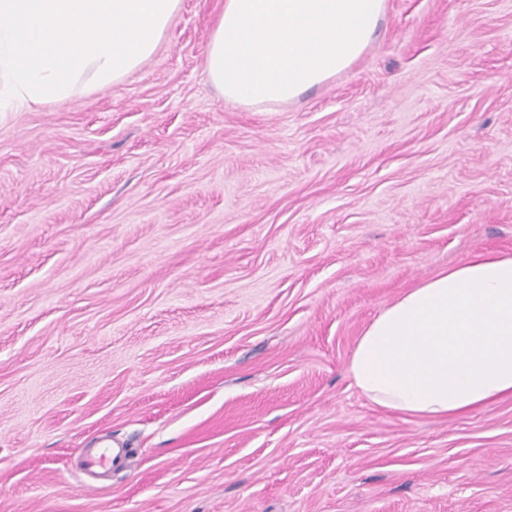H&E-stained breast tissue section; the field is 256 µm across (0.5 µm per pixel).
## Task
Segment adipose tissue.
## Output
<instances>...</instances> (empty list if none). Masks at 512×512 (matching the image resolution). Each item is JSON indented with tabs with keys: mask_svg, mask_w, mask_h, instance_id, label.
Here are the masks:
<instances>
[{
	"mask_svg": "<svg viewBox=\"0 0 512 512\" xmlns=\"http://www.w3.org/2000/svg\"><path fill=\"white\" fill-rule=\"evenodd\" d=\"M385 0H224L205 52L212 84L247 107L286 103L347 69ZM373 406L448 419L512 396V255L478 253L402 292L348 363Z\"/></svg>",
	"mask_w": 512,
	"mask_h": 512,
	"instance_id": "adipose-tissue-1",
	"label": "adipose tissue"
}]
</instances>
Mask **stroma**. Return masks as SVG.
<instances>
[{"instance_id":"35a3bbf8","label":"stroma","mask_w":512,"mask_h":512,"mask_svg":"<svg viewBox=\"0 0 512 512\" xmlns=\"http://www.w3.org/2000/svg\"><path fill=\"white\" fill-rule=\"evenodd\" d=\"M216 3L0 112V512H512V397L413 418L347 373L404 290L512 253V0H386L261 109L207 78ZM103 436L132 456L94 481Z\"/></svg>"}]
</instances>
